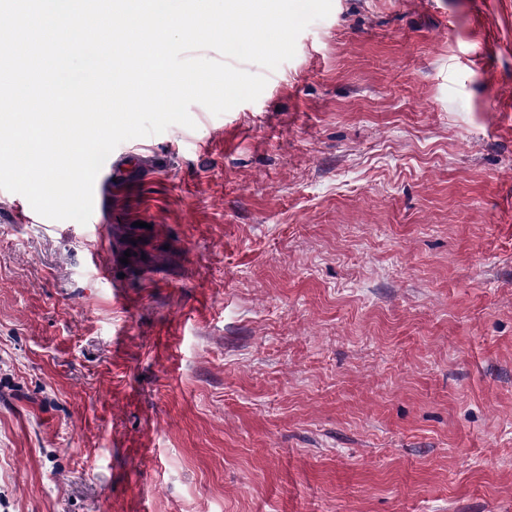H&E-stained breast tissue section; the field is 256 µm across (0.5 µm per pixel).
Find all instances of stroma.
Segmentation results:
<instances>
[{
	"instance_id": "1",
	"label": "stroma",
	"mask_w": 512,
	"mask_h": 512,
	"mask_svg": "<svg viewBox=\"0 0 512 512\" xmlns=\"http://www.w3.org/2000/svg\"><path fill=\"white\" fill-rule=\"evenodd\" d=\"M256 101L0 190V512H512V0H333ZM140 157L141 155L133 156L130 153L124 152L118 161L120 163L117 160H113L112 156L106 159L96 177L93 189L94 210L92 216L99 217L100 222H103L105 213L109 211L108 196L109 189L112 188V182L114 184L121 183L120 186L131 182V175L139 169ZM127 158H133L131 162H134L135 167H130V164L127 163Z\"/></svg>"
}]
</instances>
